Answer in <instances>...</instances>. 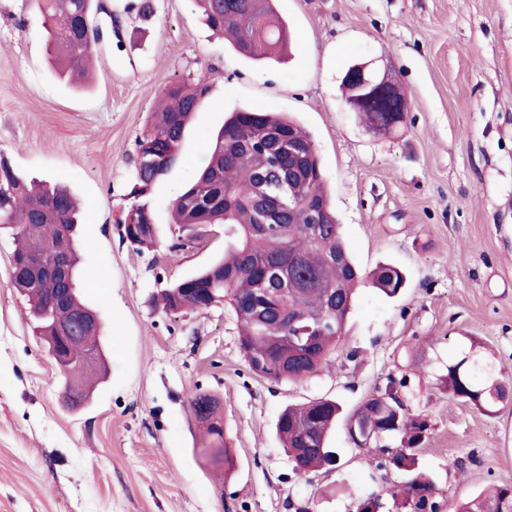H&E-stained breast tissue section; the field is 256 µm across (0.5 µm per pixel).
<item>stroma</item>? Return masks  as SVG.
<instances>
[{
	"label": "stroma",
	"mask_w": 512,
	"mask_h": 512,
	"mask_svg": "<svg viewBox=\"0 0 512 512\" xmlns=\"http://www.w3.org/2000/svg\"><path fill=\"white\" fill-rule=\"evenodd\" d=\"M105 0L112 43L78 89L51 68L31 0H0V158L22 178L67 186L84 205L79 267L118 373L69 408L58 370L12 285L13 231L0 228V512H356L404 482L356 446L346 421L331 470L298 479L276 434L288 405L353 412L389 380L425 415L420 468L443 512L512 485V402L488 416L449 399L448 362L477 342L512 379V0H273L291 32L258 63L213 36L189 0ZM388 67L404 124L378 134L340 88L353 64ZM208 79L179 160L150 199L157 248L121 239L136 141L164 86ZM279 112L316 146L344 243L361 271L397 265L395 298L360 285L331 366L300 382L252 373L230 308L167 313L154 295L224 253L220 225L173 224L171 202L229 113ZM214 396L231 466L190 402Z\"/></svg>",
	"instance_id": "obj_1"
}]
</instances>
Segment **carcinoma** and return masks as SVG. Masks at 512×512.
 <instances>
[{"instance_id":"carcinoma-1","label":"carcinoma","mask_w":512,"mask_h":512,"mask_svg":"<svg viewBox=\"0 0 512 512\" xmlns=\"http://www.w3.org/2000/svg\"><path fill=\"white\" fill-rule=\"evenodd\" d=\"M48 59L60 64L65 78L89 66L97 47L84 40L95 0H36ZM206 24L228 37L237 52L253 60H270L284 51L290 31L272 8V0H191ZM209 86L172 81L146 131L137 140L135 175L128 196L131 208L118 219L129 235L154 223L149 199L179 153L184 131ZM371 129L388 130L389 116L372 107L358 112ZM297 147L289 154L288 143ZM173 223L224 225V257L199 273L171 284L157 303L166 312L227 305L234 313L240 346L251 371L263 378L302 381L317 373L336 352L355 302L361 272L346 249L341 227L323 187V173L313 140L296 121L257 109L238 110L224 122L206 150V163L191 184L173 200ZM82 214L64 187L29 183L0 159V224L15 230L13 285L31 302L34 329L53 335L58 320L47 299L59 287L50 264L67 238L71 277L69 307L85 314L76 277L77 236ZM288 272V288L275 272ZM372 287L387 297L405 286L396 266L383 264L370 274ZM72 363L60 371L66 391L87 397L88 374L97 363L71 348ZM448 396L472 402L487 415L509 398L505 376L472 351L448 362ZM197 418L213 414L215 398L197 394L191 401ZM343 413L340 402L317 399L288 406L278 416L276 433L293 473L304 478L337 463L331 433ZM364 433L381 443L399 440L395 468L406 481L386 490L395 512H438L433 481L418 471V451L429 438L425 416L414 414L392 384L365 400L349 416V433ZM457 512H512V486L497 487L459 504Z\"/></svg>"}]
</instances>
